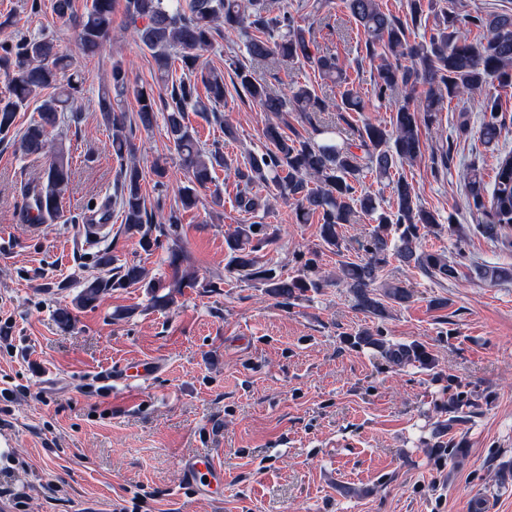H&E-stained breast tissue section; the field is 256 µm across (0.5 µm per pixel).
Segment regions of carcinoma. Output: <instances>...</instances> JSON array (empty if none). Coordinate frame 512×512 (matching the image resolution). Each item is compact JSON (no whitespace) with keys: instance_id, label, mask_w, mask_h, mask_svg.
I'll use <instances>...</instances> for the list:
<instances>
[{"instance_id":"carcinoma-1","label":"carcinoma","mask_w":512,"mask_h":512,"mask_svg":"<svg viewBox=\"0 0 512 512\" xmlns=\"http://www.w3.org/2000/svg\"><path fill=\"white\" fill-rule=\"evenodd\" d=\"M347 16L364 34L361 49L374 66L373 93L378 102L390 100L400 88L403 96L392 107V124L366 121L357 129V138L346 137L336 122L315 120V116L335 108L338 112H362L364 103L349 81L345 65L336 52L322 48L312 27L298 24L290 12L273 15L267 0H125V13L135 28L139 41L155 63L157 81L168 87L163 106L150 92L128 82L119 65L112 66L109 82L102 87L96 101L105 125L112 129V152L119 160L132 154V131L122 102L133 96L137 103V122L150 129L156 113H164L166 132L185 177V184L164 211L163 222L154 223L142 194L144 171L132 161L121 166L117 182L119 206L126 230L139 236L146 251L162 249L172 271L168 281L148 277L137 263L115 264L112 252L104 248L94 257V265L108 272L93 276L80 284L74 298L78 309L97 308L106 294L125 288H142L155 307L168 308L184 288H200L208 293L219 282L200 280L187 267L190 258L182 244L183 212L193 208L199 191L214 182L213 173L220 167L234 170L243 183L236 196V207L253 214L268 207L269 198L294 205L300 223L316 216L320 237L329 247L340 248L339 228L352 224L357 217H374L376 227L360 244L364 256L342 266V278L354 297L356 307L375 318L386 311L385 302L403 305L410 298L407 286L400 281L385 283L381 273L390 256L407 267L440 280L457 277L456 263L441 253L415 247L420 230L440 224V216L417 200L414 188L406 179L392 180L395 208L386 211L376 197L362 189L364 174L391 180L392 169L411 162L421 153V129L438 124L443 98L467 97L482 87L495 84L512 87V14L473 15L461 11L454 0L441 11L442 19L424 42L410 41L408 27L402 20L383 10L379 0H342ZM116 0H91L86 11L72 15V0H53L52 9L60 18L72 20L76 39L87 54H96L112 35V14ZM224 31L254 29L244 45L248 65L271 69L285 61L303 62L317 70L324 80L339 87V100L330 104L310 85L277 92L250 75L248 65L235 68L239 96L275 117L263 137L267 147L260 153L250 152L244 166H232L221 148L206 149L197 132L186 121V113L220 120L218 108L224 104V71L199 63L201 53L212 47L219 26ZM482 31L470 38L472 29ZM408 59L404 65L401 60ZM182 75L173 78L175 63ZM72 62L57 41L46 35L22 37L14 43H0V70L9 78L8 95L0 98V135L14 128L17 112L33 100L39 102L38 118L26 128L19 140V151L26 157L45 158L43 174L23 185V205H34L41 222L53 221L71 175V154L65 143L49 139L59 113L74 104L83 92V78L71 70ZM426 84L424 96L416 97L418 85ZM484 121L481 139L484 145L497 142L498 100L483 102ZM295 112L313 125L316 137H302L285 132L284 115ZM468 189L474 204L485 210L492 227L503 232L504 244L512 247V153L496 157L492 189H487L483 174L472 166L468 172ZM267 189L263 198L252 193L254 185ZM276 232L266 224H239L226 238L229 266L244 281L251 282L274 298L291 299L300 293L323 287L321 279L310 276L315 259L298 256L301 273L285 277L261 260L258 252L274 242ZM481 278L491 283L512 279V266H482Z\"/></svg>"}]
</instances>
